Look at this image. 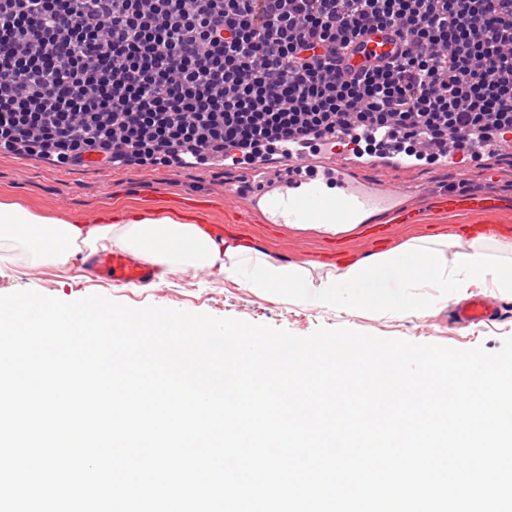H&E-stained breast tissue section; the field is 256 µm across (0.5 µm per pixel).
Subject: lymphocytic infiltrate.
Returning a JSON list of instances; mask_svg holds the SVG:
<instances>
[{"label": "lymphocytic infiltrate", "instance_id": "obj_1", "mask_svg": "<svg viewBox=\"0 0 512 512\" xmlns=\"http://www.w3.org/2000/svg\"><path fill=\"white\" fill-rule=\"evenodd\" d=\"M393 28L397 59L349 45ZM512 133V0H0V152L169 166L336 126Z\"/></svg>", "mask_w": 512, "mask_h": 512}]
</instances>
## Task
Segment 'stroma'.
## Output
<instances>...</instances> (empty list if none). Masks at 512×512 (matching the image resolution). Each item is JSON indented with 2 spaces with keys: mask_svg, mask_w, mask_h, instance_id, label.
Instances as JSON below:
<instances>
[{
  "mask_svg": "<svg viewBox=\"0 0 512 512\" xmlns=\"http://www.w3.org/2000/svg\"><path fill=\"white\" fill-rule=\"evenodd\" d=\"M364 174L377 181L410 186L408 203L417 210L415 223L386 225L382 233L360 243L351 234L328 236L270 224L263 216L250 215V200L238 191L239 173L218 165L61 166L26 153L0 154V201H14L42 215L85 224L98 214L112 216L120 209H160L183 219L187 216L185 202L201 200L205 206L196 214L195 223L223 225L225 245L256 249L282 262L309 268L322 264L340 267L395 248L412 236L446 240L448 255H455L464 235L481 222L482 216L473 211L434 208L432 198L450 189L500 197L502 206L490 231L499 237H512L511 154H496L489 164H477L461 177L454 176L450 166L424 162L408 168L371 167ZM222 188L238 192L235 206H225L218 194ZM20 290L65 301L101 294L135 308L155 305L232 317L298 336L310 335L321 327H348L385 338L459 349L480 346L490 352L499 351L504 339L512 337V297L501 298L502 313L495 321L461 327L453 321L456 300H442L434 288L415 289V300L422 308L417 315H379L368 309L337 313L249 290L217 272L176 275L157 292L133 285L114 286L90 278L76 259L64 268L43 266L38 274L19 265L8 266L0 273V295Z\"/></svg>",
  "mask_w": 512,
  "mask_h": 512,
  "instance_id": "35a3bbf8",
  "label": "stroma"
}]
</instances>
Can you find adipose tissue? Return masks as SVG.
Returning <instances> with one entry per match:
<instances>
[{
	"mask_svg": "<svg viewBox=\"0 0 512 512\" xmlns=\"http://www.w3.org/2000/svg\"><path fill=\"white\" fill-rule=\"evenodd\" d=\"M110 248L167 274L216 268L246 288L284 293L292 301L339 311L368 307L412 315L417 311L412 294L416 288H448L459 300L475 285L512 295V239L492 235L471 240L452 263L439 244L412 239L397 249L316 274L255 249L222 247L197 224L167 216L101 224L85 232L78 225L0 202L1 263L63 267L77 254L89 257Z\"/></svg>",
	"mask_w": 512,
	"mask_h": 512,
	"instance_id": "ef3b65f1",
	"label": "adipose tissue"
}]
</instances>
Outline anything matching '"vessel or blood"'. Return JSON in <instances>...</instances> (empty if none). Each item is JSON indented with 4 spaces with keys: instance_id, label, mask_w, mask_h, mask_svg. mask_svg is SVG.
<instances>
[{
    "instance_id": "1",
    "label": "vessel or blood",
    "mask_w": 512,
    "mask_h": 512,
    "mask_svg": "<svg viewBox=\"0 0 512 512\" xmlns=\"http://www.w3.org/2000/svg\"><path fill=\"white\" fill-rule=\"evenodd\" d=\"M397 37L391 29L374 31L353 43L346 55L352 70H359L368 59L389 57L397 50ZM360 134L345 129L326 134L313 141L273 147L272 152L282 171L271 178L266 160H247L240 150L224 154L225 169H246L252 213L273 206V223L307 224L321 210L332 209L337 220L354 215L363 221L360 238L372 236L377 226L372 219L383 216L398 224L413 223L416 214L404 200L403 192L361 177L349 157L358 150ZM458 169L468 163L481 161L483 153L479 138L465 136L463 144L453 153ZM437 208L443 210H472L491 216L498 209L496 198L447 191L434 196ZM94 272L116 285L137 284L156 287L154 267L133 261L125 252L114 249L100 253L94 261ZM496 301L476 296L457 308L455 321L462 326L485 323L494 317Z\"/></svg>"
}]
</instances>
